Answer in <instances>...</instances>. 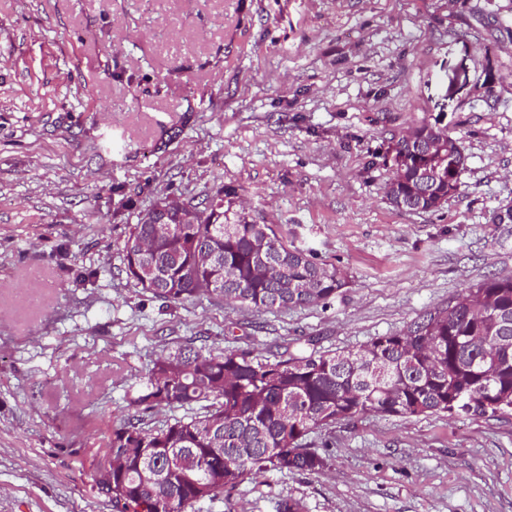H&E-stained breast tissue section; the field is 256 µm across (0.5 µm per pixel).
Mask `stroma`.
<instances>
[{
  "mask_svg": "<svg viewBox=\"0 0 512 512\" xmlns=\"http://www.w3.org/2000/svg\"><path fill=\"white\" fill-rule=\"evenodd\" d=\"M459 138L457 192L388 200L390 147ZM235 211L342 269L323 306L154 298L123 270L159 198ZM512 276V0H0V512H113L94 454L154 360L342 352ZM318 473L191 512H512V414L314 429Z\"/></svg>",
  "mask_w": 512,
  "mask_h": 512,
  "instance_id": "35a3bbf8",
  "label": "stroma"
}]
</instances>
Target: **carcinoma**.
Listing matches in <instances>:
<instances>
[{
	"label": "carcinoma",
	"mask_w": 512,
	"mask_h": 512,
	"mask_svg": "<svg viewBox=\"0 0 512 512\" xmlns=\"http://www.w3.org/2000/svg\"><path fill=\"white\" fill-rule=\"evenodd\" d=\"M439 142L429 171L394 172L386 194L405 211H436L458 180V138L421 124L395 141L401 155ZM230 192L199 210V223L168 214L163 236L139 221L125 245L128 279L173 303L206 295L256 312L325 305L345 279L335 266L288 245L271 224L232 211ZM205 412L158 429L113 428L101 463L112 470L114 512H187L258 473H315L326 461L302 447L310 431L365 414L420 416L512 412V277L490 278L403 330L356 351L312 352L270 362L240 350L186 346L158 357L130 405Z\"/></svg>",
	"instance_id": "1"
}]
</instances>
